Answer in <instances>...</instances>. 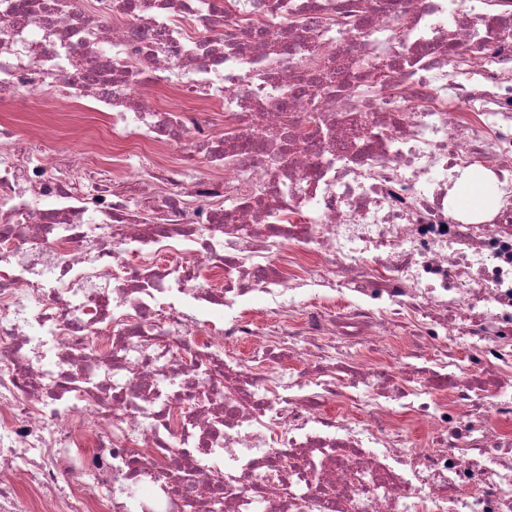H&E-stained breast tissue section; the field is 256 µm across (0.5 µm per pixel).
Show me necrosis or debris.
<instances>
[{"instance_id":"necrosis-or-debris-1","label":"necrosis or debris","mask_w":512,"mask_h":512,"mask_svg":"<svg viewBox=\"0 0 512 512\" xmlns=\"http://www.w3.org/2000/svg\"><path fill=\"white\" fill-rule=\"evenodd\" d=\"M89 97L0 117V512H512V0H0V100ZM10 112L24 135L52 146L71 147L79 143L102 145L107 131L92 125L87 119L73 112L72 108L60 106L54 112H12L1 107L0 115ZM484 181L482 174L477 172L460 194L458 204L461 208L473 210L485 205L487 195Z\"/></svg>"}]
</instances>
